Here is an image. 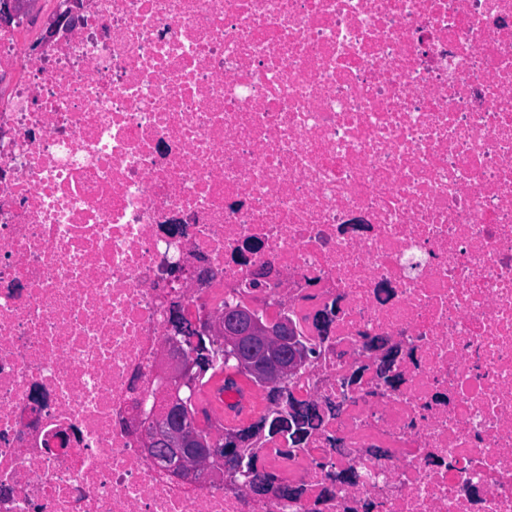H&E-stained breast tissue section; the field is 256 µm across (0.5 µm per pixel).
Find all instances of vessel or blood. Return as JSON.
<instances>
[{
	"label": "vessel or blood",
	"instance_id": "obj_1",
	"mask_svg": "<svg viewBox=\"0 0 512 512\" xmlns=\"http://www.w3.org/2000/svg\"><path fill=\"white\" fill-rule=\"evenodd\" d=\"M198 401L228 427L246 423L260 409L256 392L238 376L216 378L200 391Z\"/></svg>",
	"mask_w": 512,
	"mask_h": 512
}]
</instances>
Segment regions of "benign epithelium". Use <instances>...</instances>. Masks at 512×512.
<instances>
[{
	"instance_id": "obj_1",
	"label": "benign epithelium",
	"mask_w": 512,
	"mask_h": 512,
	"mask_svg": "<svg viewBox=\"0 0 512 512\" xmlns=\"http://www.w3.org/2000/svg\"><path fill=\"white\" fill-rule=\"evenodd\" d=\"M186 316L182 304L171 305L168 323L169 340L159 355L158 376L162 381L160 401L154 418V429H143L139 418L130 421L131 427L144 432V451L154 459V442L164 438L173 454L156 460L165 472L191 481L202 468L221 481L224 472L236 466L234 455L222 454L224 435L203 426L197 414L190 410L194 403L196 382L204 374L205 366L198 354L181 340L187 330L195 332L193 344L199 337L220 341L231 348L241 372L264 385L267 393L277 395L280 382L295 373L307 361L302 346L297 343L288 323L274 329L271 323L250 309H238L214 319L190 321V328L182 327Z\"/></svg>"
}]
</instances>
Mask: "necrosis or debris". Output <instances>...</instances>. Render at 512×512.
I'll list each match as a JSON object with an SVG mask.
<instances>
[{
  "mask_svg": "<svg viewBox=\"0 0 512 512\" xmlns=\"http://www.w3.org/2000/svg\"><path fill=\"white\" fill-rule=\"evenodd\" d=\"M14 6L0 512H512V0ZM175 299L317 350L275 407L310 425L248 442L265 493L128 423Z\"/></svg>",
  "mask_w": 512,
  "mask_h": 512,
  "instance_id": "4bbe7bcc",
  "label": "necrosis or debris"
}]
</instances>
